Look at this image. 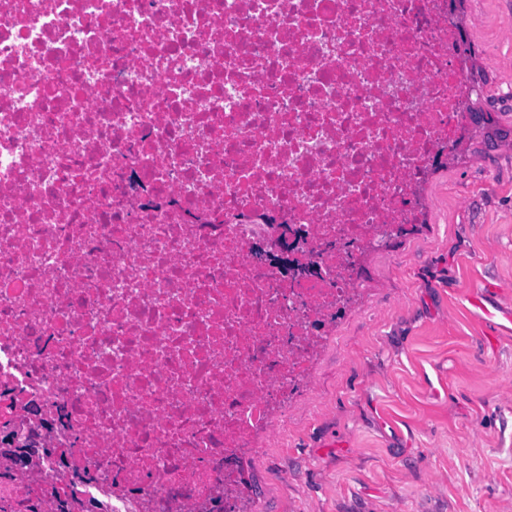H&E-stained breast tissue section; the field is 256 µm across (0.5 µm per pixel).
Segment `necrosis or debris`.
I'll return each mask as SVG.
<instances>
[{
    "label": "necrosis or debris",
    "instance_id": "necrosis-or-debris-1",
    "mask_svg": "<svg viewBox=\"0 0 512 512\" xmlns=\"http://www.w3.org/2000/svg\"><path fill=\"white\" fill-rule=\"evenodd\" d=\"M448 0H0V512H241L360 246L465 118ZM299 234L302 282L258 264Z\"/></svg>",
    "mask_w": 512,
    "mask_h": 512
}]
</instances>
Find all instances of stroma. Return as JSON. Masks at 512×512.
<instances>
[{
    "label": "stroma",
    "instance_id": "stroma-1",
    "mask_svg": "<svg viewBox=\"0 0 512 512\" xmlns=\"http://www.w3.org/2000/svg\"><path fill=\"white\" fill-rule=\"evenodd\" d=\"M461 0L488 122L425 188L432 222L366 276L246 469V512H512V0Z\"/></svg>",
    "mask_w": 512,
    "mask_h": 512
}]
</instances>
